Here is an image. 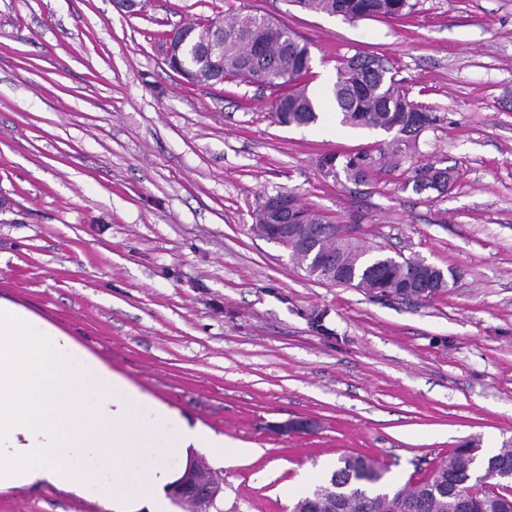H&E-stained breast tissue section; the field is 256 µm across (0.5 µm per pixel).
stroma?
I'll return each mask as SVG.
<instances>
[{
  "instance_id": "obj_1",
  "label": "stroma",
  "mask_w": 512,
  "mask_h": 512,
  "mask_svg": "<svg viewBox=\"0 0 512 512\" xmlns=\"http://www.w3.org/2000/svg\"><path fill=\"white\" fill-rule=\"evenodd\" d=\"M0 0V298L72 336L142 390L255 457L202 451L212 512H290L344 454L392 484L430 473L477 437L512 438V0H414L400 19L354 23L292 0ZM308 42L304 81L327 94L357 52L386 55L436 123L418 149L379 160L371 184L324 176L325 153L391 136L333 114L287 127L276 89L191 86L166 32L238 11ZM448 193H416L419 167ZM362 215L365 245L456 273L426 301L309 278L253 230L265 194ZM309 431H276L293 418ZM0 512H100L48 486L0 492ZM452 185L453 180L451 175L448 174V169L436 167L434 164L422 167L412 179V189L417 193L430 187V189L443 194Z\"/></svg>"
}]
</instances>
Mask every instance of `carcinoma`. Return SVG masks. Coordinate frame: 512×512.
I'll list each match as a JSON object with an SVG mask.
<instances>
[{
    "label": "carcinoma",
    "mask_w": 512,
    "mask_h": 512,
    "mask_svg": "<svg viewBox=\"0 0 512 512\" xmlns=\"http://www.w3.org/2000/svg\"><path fill=\"white\" fill-rule=\"evenodd\" d=\"M304 10L340 16L349 22L375 17L398 18L414 7L410 0H290ZM183 51L168 66L191 84H221L228 77L260 82L281 91L271 103L278 123L308 126L319 118L320 101L302 78L310 70V51L287 26L264 15L240 13L229 22L212 18L175 29L171 44ZM331 96L341 125L393 133L390 145L416 144L437 117L408 99L392 75L390 62L369 53L355 54L337 68ZM318 164L331 165L356 185L372 178L375 159L368 150L326 154ZM448 169L426 165L412 179L419 193L443 194L452 187ZM299 223L331 229L321 251L336 262V278L381 295L422 299L447 291L441 270L423 260L397 257L370 248L348 234V225L298 206ZM480 441L453 449L426 478L394 487L387 469L361 455H343L334 468L300 497L292 512H512V440L483 457Z\"/></svg>",
    "instance_id": "obj_1"
}]
</instances>
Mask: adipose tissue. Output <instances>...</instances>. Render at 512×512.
Here are the masks:
<instances>
[{
	"label": "adipose tissue",
	"mask_w": 512,
	"mask_h": 512,
	"mask_svg": "<svg viewBox=\"0 0 512 512\" xmlns=\"http://www.w3.org/2000/svg\"><path fill=\"white\" fill-rule=\"evenodd\" d=\"M252 457L156 400L64 331L0 300V491L45 484L102 512H167L193 453Z\"/></svg>",
	"instance_id": "obj_1"
}]
</instances>
